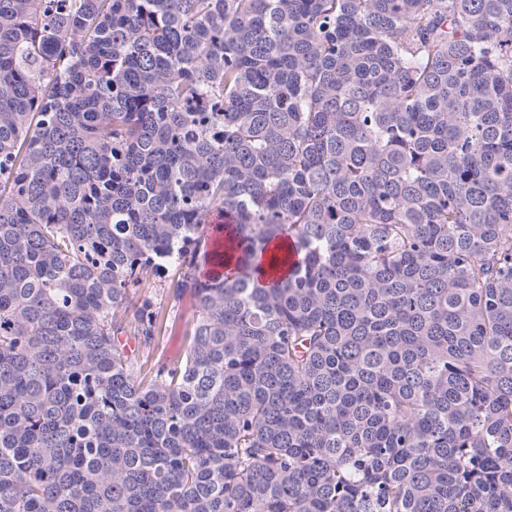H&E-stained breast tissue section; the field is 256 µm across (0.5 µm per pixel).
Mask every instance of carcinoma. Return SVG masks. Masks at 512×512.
Masks as SVG:
<instances>
[{"label": "carcinoma", "mask_w": 512, "mask_h": 512, "mask_svg": "<svg viewBox=\"0 0 512 512\" xmlns=\"http://www.w3.org/2000/svg\"><path fill=\"white\" fill-rule=\"evenodd\" d=\"M0 512H512V0H0ZM170 279L162 278L156 288L158 306L165 314L158 354L164 359L176 360L184 353L183 332L194 311L195 298L189 291L173 295L168 288Z\"/></svg>", "instance_id": "cac0c4a2"}]
</instances>
